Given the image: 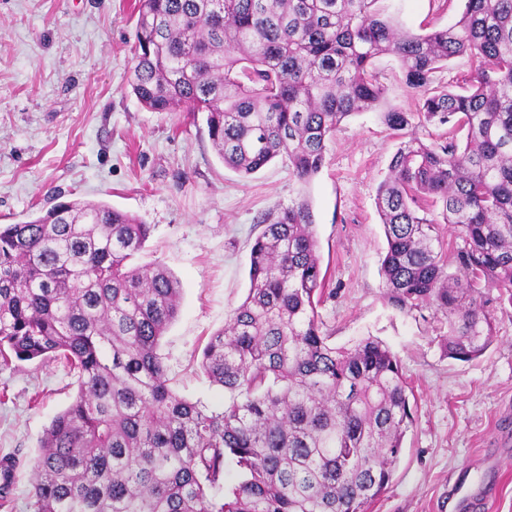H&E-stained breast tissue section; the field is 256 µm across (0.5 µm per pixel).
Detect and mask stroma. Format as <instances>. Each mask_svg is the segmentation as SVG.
I'll list each match as a JSON object with an SVG mask.
<instances>
[{"label":"stroma","instance_id":"stroma-1","mask_svg":"<svg viewBox=\"0 0 512 512\" xmlns=\"http://www.w3.org/2000/svg\"><path fill=\"white\" fill-rule=\"evenodd\" d=\"M401 30L455 22L462 0H379ZM136 0H0V224L30 220L56 199L106 202L153 232L137 256L179 279L180 310L160 344L171 387L215 407L224 389L200 371L202 350L249 288L250 245L262 215L307 200L327 294L323 331L347 347L371 336L401 360L416 418L391 482L367 512H440L457 483L486 492L483 512H512V305L469 362L444 356L448 320L404 313L385 297L387 240L379 183L402 141L375 112L347 119L312 181L274 161L241 177L224 166L203 114L151 112L129 85ZM388 103L424 124L400 63L375 62ZM77 392L64 361L0 363V458L19 463L0 512H29V476L52 418Z\"/></svg>","mask_w":512,"mask_h":512}]
</instances>
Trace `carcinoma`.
I'll return each instance as SVG.
<instances>
[{
  "label": "carcinoma",
  "instance_id": "carcinoma-1",
  "mask_svg": "<svg viewBox=\"0 0 512 512\" xmlns=\"http://www.w3.org/2000/svg\"><path fill=\"white\" fill-rule=\"evenodd\" d=\"M376 2L138 0L130 86L151 112L205 114L235 172L281 158L308 182L350 116L411 125L374 70L394 55L425 121L449 130L406 136L377 188L386 295L448 318L444 353L472 361L493 341L495 309L512 305V0H463L453 25L426 34L395 28ZM462 54L475 62L463 92L434 85ZM259 223L248 293L200 361L224 388L220 408L169 386L158 349L181 287L135 262L151 225L81 200L0 225V361L60 359L77 375L40 440L31 512H366L385 491L414 422L400 361L371 336L338 348L322 331L307 201ZM439 224L463 242L454 273ZM15 467L0 462L3 501Z\"/></svg>",
  "mask_w": 512,
  "mask_h": 512
}]
</instances>
